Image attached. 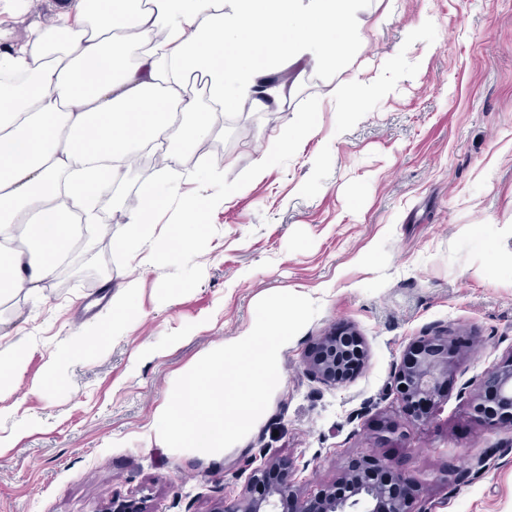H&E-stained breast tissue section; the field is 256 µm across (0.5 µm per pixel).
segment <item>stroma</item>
Wrapping results in <instances>:
<instances>
[{
  "label": "stroma",
  "instance_id": "obj_1",
  "mask_svg": "<svg viewBox=\"0 0 512 512\" xmlns=\"http://www.w3.org/2000/svg\"><path fill=\"white\" fill-rule=\"evenodd\" d=\"M275 111L250 97L226 110L197 145L222 147L228 179L258 162L267 142L318 97L314 131L283 166L267 169L213 213L215 235L190 293L162 303L165 268L151 266L132 315L113 326L105 278L126 280L111 244L78 249L39 296L0 310V331L30 350L16 388L0 394V512H107L124 500L146 512H220L250 467L289 459L304 494L374 456L405 474L431 512H512V431L471 420L464 383L512 351V0H372L352 56L337 66L286 68ZM378 79L393 93L345 123L340 87ZM197 145L176 170L195 185ZM275 292L321 309L283 351V384L264 416L228 449L207 456L147 446L143 435L174 377L238 335ZM116 327L47 381L46 368L83 321ZM433 325L472 345L435 409L406 447L377 448L376 429L407 417L390 391L406 347ZM351 327L365 340L362 370L330 388L304 369L317 338ZM494 450L490 469L450 481Z\"/></svg>",
  "mask_w": 512,
  "mask_h": 512
}]
</instances>
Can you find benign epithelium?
<instances>
[{
    "instance_id": "7a95c632",
    "label": "benign epithelium",
    "mask_w": 512,
    "mask_h": 512,
    "mask_svg": "<svg viewBox=\"0 0 512 512\" xmlns=\"http://www.w3.org/2000/svg\"><path fill=\"white\" fill-rule=\"evenodd\" d=\"M366 345L350 328L321 336L305 361L306 371L318 382L338 386L351 379L348 364L366 358ZM461 353L448 327L427 328L404 351L396 364L391 391L410 413L414 427L429 423L446 386L456 374ZM470 416L488 427L512 429V351L502 356L472 382ZM378 447L406 440L402 427L384 426L375 436ZM292 465L272 460L257 468L238 498L224 512H426L418 495L390 467L366 458L350 466L339 481L324 487L312 499L302 497L292 479Z\"/></svg>"
}]
</instances>
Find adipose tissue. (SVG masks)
I'll return each instance as SVG.
<instances>
[{"mask_svg": "<svg viewBox=\"0 0 512 512\" xmlns=\"http://www.w3.org/2000/svg\"><path fill=\"white\" fill-rule=\"evenodd\" d=\"M370 2L64 0L23 31L0 25V304L37 295L135 151L206 134L240 93L268 109L281 89L265 79L342 57Z\"/></svg>", "mask_w": 512, "mask_h": 512, "instance_id": "adipose-tissue-1", "label": "adipose tissue"}]
</instances>
